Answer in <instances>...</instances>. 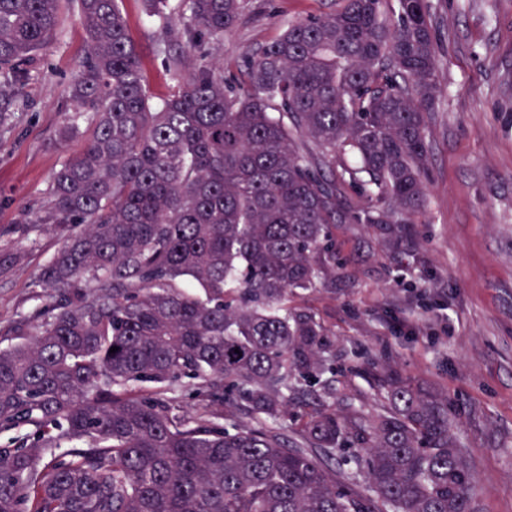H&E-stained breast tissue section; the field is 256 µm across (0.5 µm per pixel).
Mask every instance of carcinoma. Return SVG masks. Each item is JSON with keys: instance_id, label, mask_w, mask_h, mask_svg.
<instances>
[{"instance_id": "carcinoma-1", "label": "carcinoma", "mask_w": 512, "mask_h": 512, "mask_svg": "<svg viewBox=\"0 0 512 512\" xmlns=\"http://www.w3.org/2000/svg\"><path fill=\"white\" fill-rule=\"evenodd\" d=\"M120 2L75 0L88 54L60 141L84 114L93 128L49 186L65 241L48 302L0 347V432L25 431L0 448V512H475L448 394L386 367L383 410L337 411L334 341L288 305L341 268L340 213L398 249L426 211L428 0L290 21L242 55L238 87L196 51L250 0H179L175 20L143 0L176 81L159 104ZM61 8L0 0L1 132ZM185 378L197 417L176 404ZM238 399L256 425L224 426Z\"/></svg>"}]
</instances>
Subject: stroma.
<instances>
[{
  "mask_svg": "<svg viewBox=\"0 0 512 512\" xmlns=\"http://www.w3.org/2000/svg\"><path fill=\"white\" fill-rule=\"evenodd\" d=\"M221 42L201 51L243 79L241 53L276 40L289 21L332 10L334 0H253ZM439 39L441 92L428 123V206L400 251L382 229L336 227L344 268L314 291L293 296L335 336L336 362L395 364L447 391L477 478L476 512H512V0H429ZM131 35L155 96L174 81L156 48L159 20L142 0H123ZM87 51L71 5L54 39L17 88L8 131L0 133V343L32 317L47 291L42 268L62 247L35 223L52 173L78 149L57 132L70 83Z\"/></svg>",
  "mask_w": 512,
  "mask_h": 512,
  "instance_id": "obj_1",
  "label": "stroma"
}]
</instances>
